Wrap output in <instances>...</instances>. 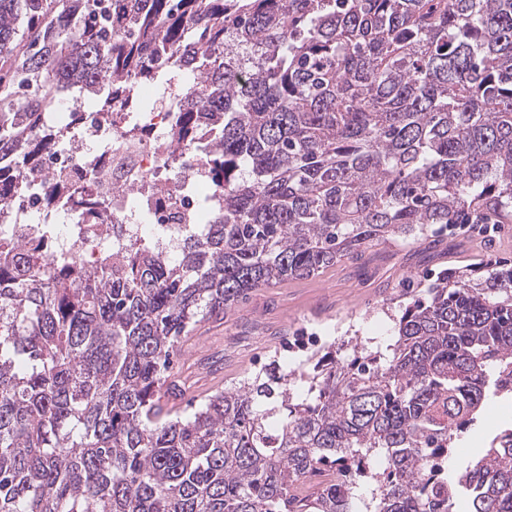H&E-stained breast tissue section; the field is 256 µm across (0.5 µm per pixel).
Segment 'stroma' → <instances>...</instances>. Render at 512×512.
<instances>
[{
    "mask_svg": "<svg viewBox=\"0 0 512 512\" xmlns=\"http://www.w3.org/2000/svg\"><path fill=\"white\" fill-rule=\"evenodd\" d=\"M488 263L512 264V224H436L429 243L373 246L316 276L250 292L223 319L202 322L181 340L174 367L197 398L206 389L233 388L279 354L294 366L306 353L332 346L346 362L353 357L352 336L383 352L395 337L388 300L409 304L425 298L442 275ZM484 408L462 437L456 467L480 456L497 431L512 426V398L488 396Z\"/></svg>",
    "mask_w": 512,
    "mask_h": 512,
    "instance_id": "35a3bbf8",
    "label": "stroma"
}]
</instances>
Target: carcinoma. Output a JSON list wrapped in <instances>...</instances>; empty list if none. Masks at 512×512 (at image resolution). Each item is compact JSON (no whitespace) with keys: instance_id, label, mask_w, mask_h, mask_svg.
Listing matches in <instances>:
<instances>
[{"instance_id":"1","label":"carcinoma","mask_w":512,"mask_h":512,"mask_svg":"<svg viewBox=\"0 0 512 512\" xmlns=\"http://www.w3.org/2000/svg\"><path fill=\"white\" fill-rule=\"evenodd\" d=\"M184 68L171 135L224 212L54 262L0 233V512H512V429L445 466L486 393L512 395V266L462 269L402 308L389 354L272 361L188 416L189 329L434 224L512 223V0H0V225L39 174L54 94L102 112ZM328 465L351 489L298 486Z\"/></svg>"}]
</instances>
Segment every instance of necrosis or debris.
<instances>
[{"label":"necrosis or debris","mask_w":512,"mask_h":512,"mask_svg":"<svg viewBox=\"0 0 512 512\" xmlns=\"http://www.w3.org/2000/svg\"><path fill=\"white\" fill-rule=\"evenodd\" d=\"M135 93L142 105L136 116H129L124 103L112 114L88 111L84 97L71 94L40 125L58 141L45 170L66 180L73 194L49 205L39 192L28 190L14 215L17 224L46 229L52 260L77 255L91 265L112 246L150 235L170 256L186 231L214 221L204 202L220 192L207 168L170 151L182 95L175 91L161 101L156 90L142 84ZM131 118L137 123L133 130L127 126ZM89 198L104 202L93 222L83 205Z\"/></svg>","instance_id":"necrosis-or-debris-1"}]
</instances>
